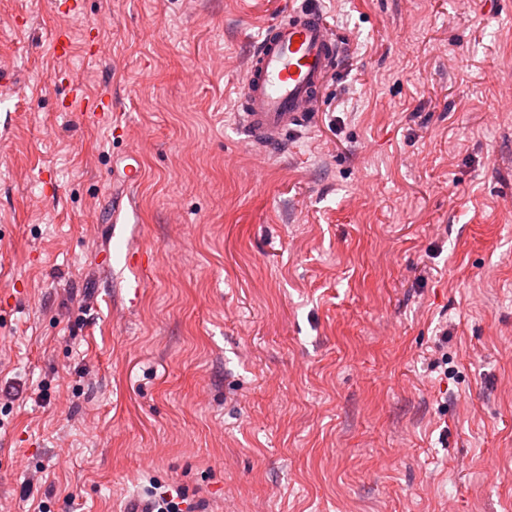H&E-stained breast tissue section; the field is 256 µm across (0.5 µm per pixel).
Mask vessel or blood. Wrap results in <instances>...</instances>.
I'll return each mask as SVG.
<instances>
[{
	"label": "vessel or blood",
	"instance_id": "b4317fda",
	"mask_svg": "<svg viewBox=\"0 0 512 512\" xmlns=\"http://www.w3.org/2000/svg\"><path fill=\"white\" fill-rule=\"evenodd\" d=\"M341 51L317 7L294 9L268 23L238 89L235 119L245 143L269 151L308 125Z\"/></svg>",
	"mask_w": 512,
	"mask_h": 512
}]
</instances>
